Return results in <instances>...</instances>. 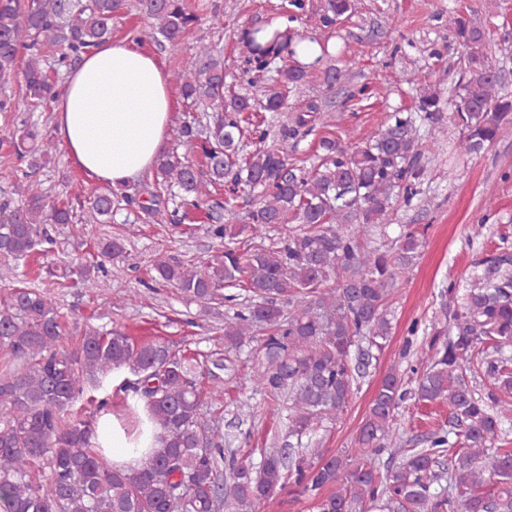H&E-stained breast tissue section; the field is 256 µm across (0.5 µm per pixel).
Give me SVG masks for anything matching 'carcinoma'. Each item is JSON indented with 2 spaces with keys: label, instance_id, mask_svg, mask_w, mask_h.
Returning a JSON list of instances; mask_svg holds the SVG:
<instances>
[{
  "label": "carcinoma",
  "instance_id": "obj_1",
  "mask_svg": "<svg viewBox=\"0 0 512 512\" xmlns=\"http://www.w3.org/2000/svg\"><path fill=\"white\" fill-rule=\"evenodd\" d=\"M150 30L132 39L163 50L179 46L199 22L187 0H139ZM126 0H0V84L18 83L27 106L40 108L59 95L42 53L55 50L66 70L112 38V21ZM354 0H286L281 23L240 30L237 43L247 67L229 84L224 49L199 40L175 74L187 106L179 145L201 153L206 169L177 149L158 157L152 182L131 194L110 186L96 190L88 213L107 223L125 210L151 224H181L205 209L207 233L233 241L250 228H278L268 246L243 242L223 259L183 263L157 255L156 278L206 311L236 306L224 318V349L257 342L255 389L288 401V440L258 463L229 448L218 419L204 421L209 399L224 393V358L188 355L156 337L136 342L117 331L83 330L79 345L64 346L62 322L50 293L15 288L0 300V512H254L288 486L313 502L316 512H512V449L500 448L503 423L512 418V249L503 245L474 262V280L460 290L449 283L448 301L432 322L430 360L411 369L410 382L396 369L380 379L348 451L311 447L318 428L347 410L358 377L390 334L391 287L408 273L424 233L408 224L388 248L370 245L365 232L383 227L394 204L419 193L427 143L421 122L442 118L439 92L391 113L378 135L355 146L333 134L315 139L318 164L288 159V144L311 135L322 105L311 102L278 125L312 72L332 92L341 70L324 64L328 40L350 17ZM307 18L316 35L291 24ZM448 31L465 50L452 120L463 148L477 155L512 121V93L485 52L486 31L459 13ZM321 48L312 63L297 59L303 41ZM57 144L35 124L11 142L21 172L0 192V258L21 260L48 253L55 224H81L69 203L47 201L29 174L46 164ZM248 206L241 223L239 202ZM115 238L101 244L99 261L81 271L85 289L99 287L105 261L122 254ZM126 408L143 402L160 432L140 469H115L97 451V424L112 410V396L93 397L85 417L74 415L87 393L112 385ZM212 384L206 389L199 377ZM490 383L481 394L476 379ZM413 399L448 407L447 425L397 453L395 414ZM388 456L386 469L380 460Z\"/></svg>",
  "mask_w": 512,
  "mask_h": 512
}]
</instances>
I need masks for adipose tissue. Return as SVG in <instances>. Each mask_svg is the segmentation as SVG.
<instances>
[{"label": "adipose tissue", "instance_id": "adipose-tissue-1", "mask_svg": "<svg viewBox=\"0 0 512 512\" xmlns=\"http://www.w3.org/2000/svg\"><path fill=\"white\" fill-rule=\"evenodd\" d=\"M174 93L163 62L124 39L84 55L70 73L54 112L55 130L70 160L90 177L119 188L148 174L169 138ZM100 446L118 469L140 468L155 434L135 444L106 413Z\"/></svg>", "mask_w": 512, "mask_h": 512}]
</instances>
